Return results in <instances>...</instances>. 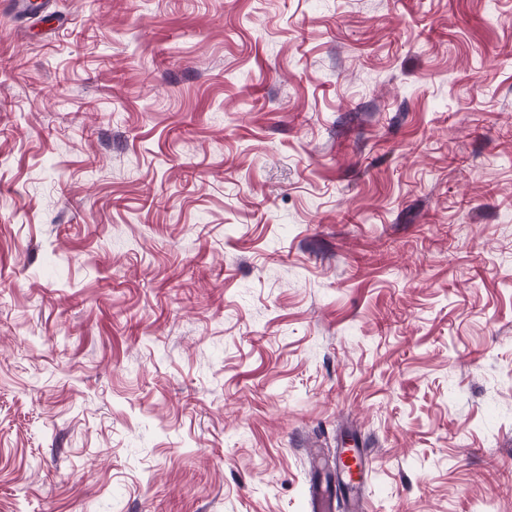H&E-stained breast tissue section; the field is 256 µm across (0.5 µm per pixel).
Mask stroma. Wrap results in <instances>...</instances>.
<instances>
[{"mask_svg": "<svg viewBox=\"0 0 512 512\" xmlns=\"http://www.w3.org/2000/svg\"><path fill=\"white\" fill-rule=\"evenodd\" d=\"M512 512V0L0 2V512ZM347 458L351 464L346 463ZM372 460L364 448H341L336 453V459L326 463L321 468L318 477L310 486V500L312 512H331L337 494L346 491L347 509L349 512H363V501L359 489L372 467ZM353 470L354 474L350 471ZM335 472L336 480L331 478Z\"/></svg>", "mask_w": 512, "mask_h": 512, "instance_id": "stroma-1", "label": "stroma"}]
</instances>
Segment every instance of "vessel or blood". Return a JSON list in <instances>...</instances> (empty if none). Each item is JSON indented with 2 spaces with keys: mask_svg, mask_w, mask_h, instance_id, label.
I'll return each instance as SVG.
<instances>
[{
  "mask_svg": "<svg viewBox=\"0 0 512 512\" xmlns=\"http://www.w3.org/2000/svg\"><path fill=\"white\" fill-rule=\"evenodd\" d=\"M372 461L364 449H340L333 461L321 468L310 486L312 512H332L337 494H345L348 512H364L359 495Z\"/></svg>",
  "mask_w": 512,
  "mask_h": 512,
  "instance_id": "1",
  "label": "vessel or blood"
}]
</instances>
